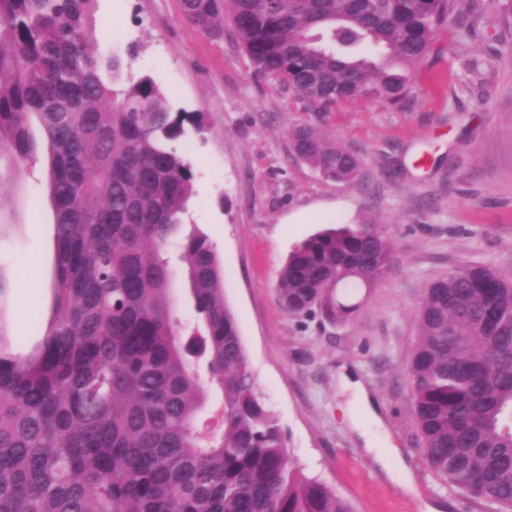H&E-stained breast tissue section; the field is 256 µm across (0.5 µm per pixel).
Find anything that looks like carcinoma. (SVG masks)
Segmentation results:
<instances>
[{"mask_svg":"<svg viewBox=\"0 0 512 512\" xmlns=\"http://www.w3.org/2000/svg\"><path fill=\"white\" fill-rule=\"evenodd\" d=\"M96 0H0V196L35 159L41 127L55 210V312L31 350L0 314V512H356L288 459L259 392L224 270L208 237H181L195 322L174 315L166 248L194 193L173 143L201 112L173 111L144 75L96 56ZM464 0H181L207 37L229 22L254 71L316 112L412 97L410 72L437 33L479 16ZM297 159L357 185L360 158L307 125ZM395 269L378 224L316 232L283 263L277 297L293 316L336 324L355 294ZM409 392L427 467L512 512V278L465 263L424 289Z\"/></svg>","mask_w":512,"mask_h":512,"instance_id":"cac0c4a2","label":"carcinoma"}]
</instances>
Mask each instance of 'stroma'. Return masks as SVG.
I'll return each mask as SVG.
<instances>
[{
    "label": "stroma",
    "instance_id": "35a3bbf8",
    "mask_svg": "<svg viewBox=\"0 0 512 512\" xmlns=\"http://www.w3.org/2000/svg\"><path fill=\"white\" fill-rule=\"evenodd\" d=\"M481 30L440 31L428 60L412 70L413 100L376 101L327 112L257 75L232 29L205 37L185 21L180 0H96L95 52L117 54L136 79L150 75L175 109L203 112L202 132L178 142L191 161L195 194L185 229L208 236L224 266V298L240 330L256 385L306 476L348 498L356 512H492L428 470L414 419L407 369L426 286L463 263H489L512 276V25L497 0H478ZM478 61L466 71V59ZM316 128L363 159L362 186L325 181L292 154L290 132ZM38 158L0 198V303L12 336L30 340L29 316L53 313L55 225ZM381 225L396 268L361 290L347 323L296 318L277 301L289 252L339 224ZM348 368L382 422L390 467L365 450L337 385Z\"/></svg>",
    "mask_w": 512,
    "mask_h": 512
}]
</instances>
